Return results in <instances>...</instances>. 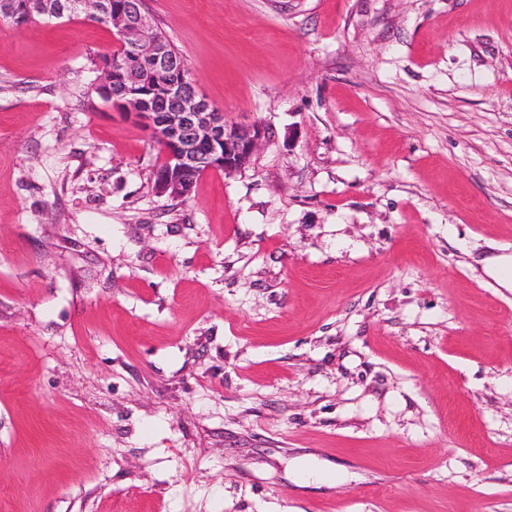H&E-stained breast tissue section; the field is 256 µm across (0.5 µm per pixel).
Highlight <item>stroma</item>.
Segmentation results:
<instances>
[{
	"label": "stroma",
	"instance_id": "1",
	"mask_svg": "<svg viewBox=\"0 0 512 512\" xmlns=\"http://www.w3.org/2000/svg\"><path fill=\"white\" fill-rule=\"evenodd\" d=\"M270 141L156 194L111 29L0 21V512H512V0H147Z\"/></svg>",
	"mask_w": 512,
	"mask_h": 512
}]
</instances>
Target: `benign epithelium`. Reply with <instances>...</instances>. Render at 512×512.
Wrapping results in <instances>:
<instances>
[{"instance_id":"obj_1","label":"benign epithelium","mask_w":512,"mask_h":512,"mask_svg":"<svg viewBox=\"0 0 512 512\" xmlns=\"http://www.w3.org/2000/svg\"><path fill=\"white\" fill-rule=\"evenodd\" d=\"M0 10L25 25L35 16L99 18L112 25L123 55L99 59L95 90L105 103L141 121L159 148L157 194L188 197L210 171H239L270 137L261 122L229 124L199 94L146 7V0H3Z\"/></svg>"}]
</instances>
